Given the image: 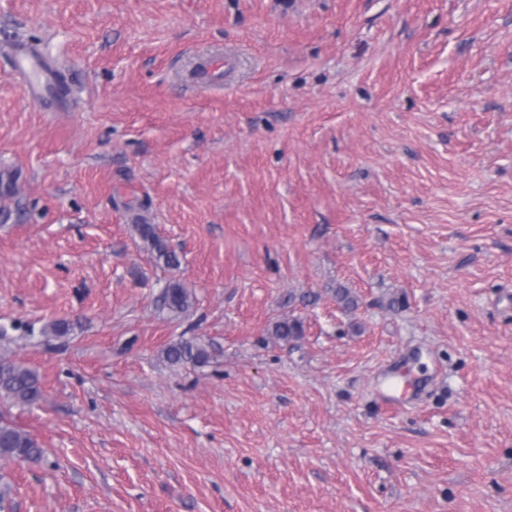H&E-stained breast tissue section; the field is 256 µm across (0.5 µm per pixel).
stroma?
<instances>
[{
    "label": "stroma",
    "instance_id": "obj_1",
    "mask_svg": "<svg viewBox=\"0 0 512 512\" xmlns=\"http://www.w3.org/2000/svg\"><path fill=\"white\" fill-rule=\"evenodd\" d=\"M1 330V512H512V0H0ZM15 67L28 77V93L32 96L42 95L48 85L45 69L36 48L23 44L15 50ZM140 221L134 224V230L149 245L156 262L168 268H177L180 265L179 256L156 234L153 224H147L142 219ZM163 303L174 312H185L192 305L191 293L177 280L170 281L163 292ZM167 363L172 366L193 365L201 366L208 362L209 352L196 339H180L167 345L162 351ZM0 398L22 405H35L43 398L38 374L23 364L0 356ZM42 454L35 437L0 414V460L34 462Z\"/></svg>",
    "mask_w": 512,
    "mask_h": 512
}]
</instances>
